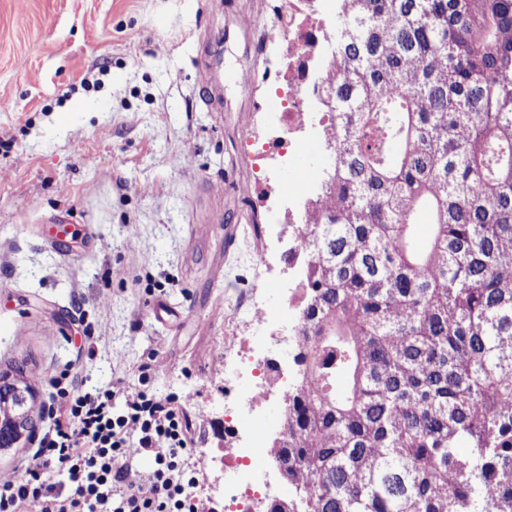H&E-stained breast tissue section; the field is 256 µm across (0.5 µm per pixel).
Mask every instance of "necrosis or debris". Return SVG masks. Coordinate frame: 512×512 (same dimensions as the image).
I'll return each instance as SVG.
<instances>
[{"mask_svg":"<svg viewBox=\"0 0 512 512\" xmlns=\"http://www.w3.org/2000/svg\"><path fill=\"white\" fill-rule=\"evenodd\" d=\"M338 12L337 0H285L279 21L263 44L283 43L287 46L288 64L284 84L276 94L275 109L266 115V126L275 130L273 140L247 135L253 149L255 166L275 159L292 166L303 146L323 139L330 131L331 114L325 106L324 85L337 65L330 49L331 17ZM319 171L300 173L294 187L281 192L282 208L271 210L273 223L288 219L289 223H305L307 215L321 198ZM253 339H235L224 348V356L236 360L239 385L227 386L224 398L244 399L243 414L229 419L231 432H244L245 444L233 448L224 460V503L227 512H256L262 501V478L270 462L258 460L257 451L266 447L271 424L266 417V393L287 387L289 373L276 374L262 359H253Z\"/></svg>","mask_w":512,"mask_h":512,"instance_id":"4bbe7bcc","label":"necrosis or debris"}]
</instances>
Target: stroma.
Returning <instances> with one entry per match:
<instances>
[{"label": "stroma", "instance_id": "35a3bbf8", "mask_svg": "<svg viewBox=\"0 0 512 512\" xmlns=\"http://www.w3.org/2000/svg\"><path fill=\"white\" fill-rule=\"evenodd\" d=\"M275 3L0 0V373L35 392L31 438L0 452V478L25 477L55 378L134 384L147 362L153 392L181 399L195 500L212 512L221 451L238 443L224 345L252 334L258 270L267 305L292 287L267 213L284 171L252 180L245 141L284 69L281 47H257ZM208 64L214 108L199 100ZM61 219L68 234L50 235Z\"/></svg>", "mask_w": 512, "mask_h": 512}]
</instances>
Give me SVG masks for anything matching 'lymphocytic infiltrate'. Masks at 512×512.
<instances>
[{
  "label": "lymphocytic infiltrate",
  "mask_w": 512,
  "mask_h": 512,
  "mask_svg": "<svg viewBox=\"0 0 512 512\" xmlns=\"http://www.w3.org/2000/svg\"><path fill=\"white\" fill-rule=\"evenodd\" d=\"M59 402L35 453L67 476L60 486L32 468L0 481V512H195L187 475L189 425L174 399L116 380L90 393L58 389ZM154 466L131 479L136 457Z\"/></svg>",
  "instance_id": "f902f5d3"
}]
</instances>
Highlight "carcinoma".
Segmentation results:
<instances>
[{"instance_id": "carcinoma-1", "label": "carcinoma", "mask_w": 512, "mask_h": 512, "mask_svg": "<svg viewBox=\"0 0 512 512\" xmlns=\"http://www.w3.org/2000/svg\"><path fill=\"white\" fill-rule=\"evenodd\" d=\"M332 51L288 512H512V0H339Z\"/></svg>"}]
</instances>
